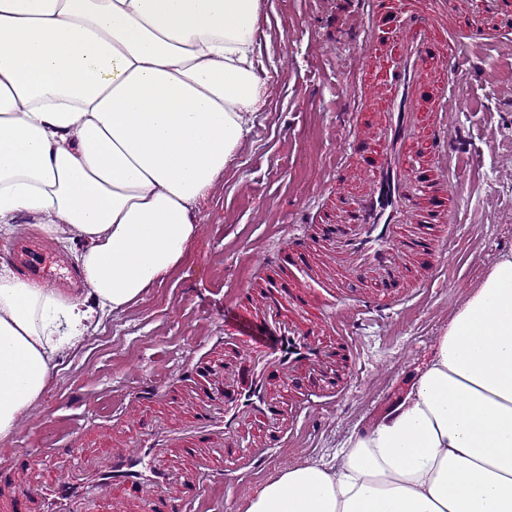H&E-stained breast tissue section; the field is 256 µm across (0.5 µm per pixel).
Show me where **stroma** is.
<instances>
[{"label":"stroma","instance_id":"stroma-1","mask_svg":"<svg viewBox=\"0 0 512 512\" xmlns=\"http://www.w3.org/2000/svg\"><path fill=\"white\" fill-rule=\"evenodd\" d=\"M391 15L407 4L429 11L459 32L460 60L447 65L456 103L447 124L458 156L461 195L447 251L431 282H410L426 269L414 261L398 290V305L376 311L373 292L357 281L315 276L306 267L268 270L264 259L287 248L315 224L298 223L351 192L339 159L350 132L347 113L367 122L374 95L375 56L356 57L359 22L351 0H262L256 55L268 71L251 131L222 179L197 206V234L182 263L119 313L96 315L84 337L65 347L37 409L21 421L0 460L28 454L46 464L48 434L86 428L94 447L108 435L129 434L148 419H190L196 403L178 398L182 384L200 386L202 372L238 363L260 326L247 315L269 280L307 289L309 310L349 315L355 361L342 370L346 389L315 399L288 427V445L261 469L226 471L212 490L216 512H236L269 475L307 460L335 466L352 433H362L407 388L432 354L453 306L497 257L512 250V23L471 35L479 0H390ZM159 388L146 409L128 401L140 386Z\"/></svg>","mask_w":512,"mask_h":512}]
</instances>
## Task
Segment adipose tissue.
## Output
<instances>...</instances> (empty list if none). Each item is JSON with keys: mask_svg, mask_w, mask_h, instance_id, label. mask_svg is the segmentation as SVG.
Here are the masks:
<instances>
[{"mask_svg": "<svg viewBox=\"0 0 512 512\" xmlns=\"http://www.w3.org/2000/svg\"><path fill=\"white\" fill-rule=\"evenodd\" d=\"M262 0H0V233L75 234L86 296L119 312L174 270L192 208L250 131ZM89 328L81 299L0 267V443ZM239 512H512V253L454 310L404 395Z\"/></svg>", "mask_w": 512, "mask_h": 512, "instance_id": "1", "label": "adipose tissue"}]
</instances>
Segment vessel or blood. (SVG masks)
<instances>
[{"mask_svg":"<svg viewBox=\"0 0 512 512\" xmlns=\"http://www.w3.org/2000/svg\"><path fill=\"white\" fill-rule=\"evenodd\" d=\"M407 28V38L375 50L382 107L372 121L354 128L349 143L365 173L358 199L341 203L323 228L337 265L385 294L399 280L403 258L444 251L443 225L457 203L444 121L451 90L447 77L434 75L431 67L456 53L459 43L418 15L410 16ZM5 258L29 280L60 275L57 256L37 240L17 241ZM256 316L274 331V343L246 346L244 360L227 374L196 424L157 422L94 453L85 448L83 429H76L66 444L83 481L52 474L32 480L24 460L15 459V475L0 477V512H110L113 501L133 495L150 512H179L182 498L206 502L215 474L204 466H175L170 457L183 448L223 447L244 431L257 433L253 446L242 451L244 461L262 465L281 445L268 432L282 416L280 385L303 376L329 383L340 351L319 330L296 323L279 300L261 303Z\"/></svg>","mask_w":512,"mask_h":512,"instance_id":"b4317fda","label":"vessel or blood"}]
</instances>
